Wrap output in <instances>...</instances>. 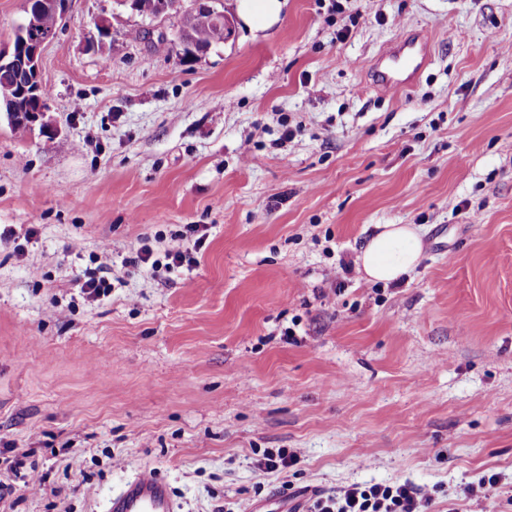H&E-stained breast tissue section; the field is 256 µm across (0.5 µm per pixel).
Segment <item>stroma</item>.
<instances>
[{
    "label": "stroma",
    "instance_id": "stroma-1",
    "mask_svg": "<svg viewBox=\"0 0 512 512\" xmlns=\"http://www.w3.org/2000/svg\"><path fill=\"white\" fill-rule=\"evenodd\" d=\"M236 4L185 58L181 14L69 0L49 132L0 112V459L45 485L0 472V512H106L145 467L177 512L390 482L469 512L491 473L512 512V0H286L262 32ZM412 32L415 88L374 86ZM187 224L189 262L129 264ZM381 224L420 228L415 270L334 276ZM278 448L300 462L260 469ZM30 449L17 451L14 455L13 460L10 461L9 467H6V470L12 472L14 475L23 479L24 485L26 488L33 494H38L44 492V483L42 477H40L35 469H31L29 473H23L20 471V468L24 467V459L27 458ZM498 483L497 474L482 476L477 482L469 483L464 491L466 496L479 506L482 501L490 498Z\"/></svg>",
    "mask_w": 512,
    "mask_h": 512
}]
</instances>
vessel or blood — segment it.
<instances>
[{"instance_id": "obj_1", "label": "vessel or blood", "mask_w": 512, "mask_h": 512, "mask_svg": "<svg viewBox=\"0 0 512 512\" xmlns=\"http://www.w3.org/2000/svg\"><path fill=\"white\" fill-rule=\"evenodd\" d=\"M430 58L429 45L420 36L403 37L376 58L372 76L382 89L409 90ZM175 509L167 481L149 470L129 479L107 503V512H175Z\"/></svg>"}]
</instances>
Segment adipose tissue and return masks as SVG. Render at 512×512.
<instances>
[{
  "label": "adipose tissue",
  "mask_w": 512,
  "mask_h": 512,
  "mask_svg": "<svg viewBox=\"0 0 512 512\" xmlns=\"http://www.w3.org/2000/svg\"><path fill=\"white\" fill-rule=\"evenodd\" d=\"M422 239L411 224H384L362 249L358 261L365 278L391 282L409 275L422 254Z\"/></svg>",
  "instance_id": "adipose-tissue-1"
}]
</instances>
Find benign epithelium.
Listing matches in <instances>:
<instances>
[{"mask_svg":"<svg viewBox=\"0 0 512 512\" xmlns=\"http://www.w3.org/2000/svg\"><path fill=\"white\" fill-rule=\"evenodd\" d=\"M220 0H191V8L183 14V24L177 32L179 41L190 42L192 26L195 18L200 14H208L214 19L212 43L219 44L226 41L232 32V25L224 15V11L217 7ZM68 0H41L35 6V14L51 16V25L45 29L38 27L34 31L29 25L23 24L17 30L19 39L12 42V47L6 52L0 51V65L20 68L27 71L28 83L16 89H4V105L9 109L8 115L14 119H21L28 123L29 128L40 125L48 128L45 121L46 113L50 110L49 97L41 78V54L45 44L50 41L66 13ZM31 94L39 96V107L35 112H26L25 98Z\"/></svg>","mask_w":512,"mask_h":512,"instance_id":"7a95c632","label":"benign epithelium"}]
</instances>
